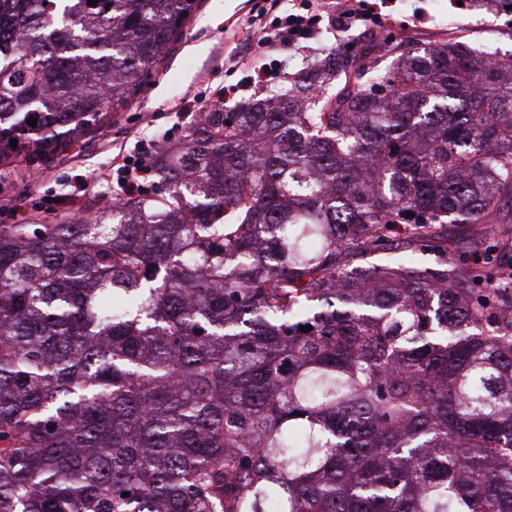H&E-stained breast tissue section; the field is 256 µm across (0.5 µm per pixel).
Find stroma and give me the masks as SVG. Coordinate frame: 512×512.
<instances>
[{
	"label": "stroma",
	"mask_w": 512,
	"mask_h": 512,
	"mask_svg": "<svg viewBox=\"0 0 512 512\" xmlns=\"http://www.w3.org/2000/svg\"><path fill=\"white\" fill-rule=\"evenodd\" d=\"M269 12L266 0H198L181 35L169 46L156 75L144 85L124 110L107 113L103 121L56 153L46 164L33 162L27 146H17L13 163L0 167V205L12 216L0 223L46 224L51 219L69 220L96 214L124 193L113 170L121 156H143L156 144L185 140L201 110L219 104L225 111L247 101L255 92L248 82L253 58L244 54L232 31L261 16L263 24L290 14L302 15L308 0H279ZM341 0H324L319 35L293 53L265 57L267 89L279 87L287 74L304 63L324 57L330 50H359L372 41L373 24L365 22L340 30L334 24ZM390 14L399 22L413 23L425 16L414 34L426 42L446 39L448 10L441 0H397ZM470 39L493 46L498 55H512V22L477 13L463 23ZM237 86L225 95L228 86Z\"/></svg>",
	"instance_id": "stroma-1"
}]
</instances>
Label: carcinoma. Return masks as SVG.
Returning <instances> with one entry per match:
<instances>
[{
    "label": "carcinoma",
    "mask_w": 512,
    "mask_h": 512,
    "mask_svg": "<svg viewBox=\"0 0 512 512\" xmlns=\"http://www.w3.org/2000/svg\"><path fill=\"white\" fill-rule=\"evenodd\" d=\"M196 5L0 0V166L125 108ZM149 163L0 224V512H512V56L373 42ZM118 169L124 174L121 183L128 194H134L140 190L141 191L138 194H154V183L152 177H149L151 174L150 167L144 159H140L135 163H124ZM147 177L149 178L143 182V186L141 188L140 181Z\"/></svg>",
    "instance_id": "cac0c4a2"
}]
</instances>
